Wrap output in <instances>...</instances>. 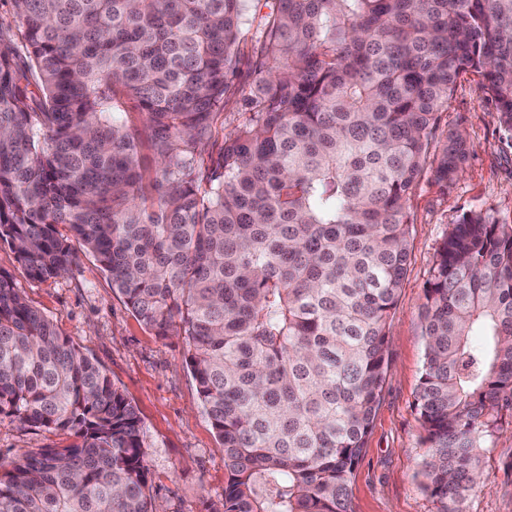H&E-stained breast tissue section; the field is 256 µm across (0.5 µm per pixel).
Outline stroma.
Segmentation results:
<instances>
[{
    "label": "stroma",
    "instance_id": "1",
    "mask_svg": "<svg viewBox=\"0 0 512 512\" xmlns=\"http://www.w3.org/2000/svg\"><path fill=\"white\" fill-rule=\"evenodd\" d=\"M459 128L472 145L462 174L444 190L424 172L410 199V263L389 321L381 402L351 484L354 512H437L422 488L427 446L415 408L426 349L419 317L425 287L442 238L463 213L483 211L512 225V138L474 77L456 84L437 135ZM0 271L137 408L147 481L160 512H221L224 449L186 367L184 337L164 338L141 324L90 254L80 253L68 275L40 282L0 244ZM68 441L52 429L0 419V463ZM465 512H512L511 411L500 414Z\"/></svg>",
    "mask_w": 512,
    "mask_h": 512
}]
</instances>
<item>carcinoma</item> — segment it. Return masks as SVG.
<instances>
[{
    "label": "carcinoma",
    "instance_id": "1",
    "mask_svg": "<svg viewBox=\"0 0 512 512\" xmlns=\"http://www.w3.org/2000/svg\"><path fill=\"white\" fill-rule=\"evenodd\" d=\"M244 2L10 0L25 45L0 22V244L37 281L85 251L155 335L185 336L223 512H352L411 195L426 163L446 189L469 157L457 131L435 142L460 78L512 135V0H265L255 24ZM421 321L423 489L464 512L512 407L511 224L462 214ZM0 416L73 437L0 464V512H156L136 408L1 271Z\"/></svg>",
    "mask_w": 512,
    "mask_h": 512
}]
</instances>
